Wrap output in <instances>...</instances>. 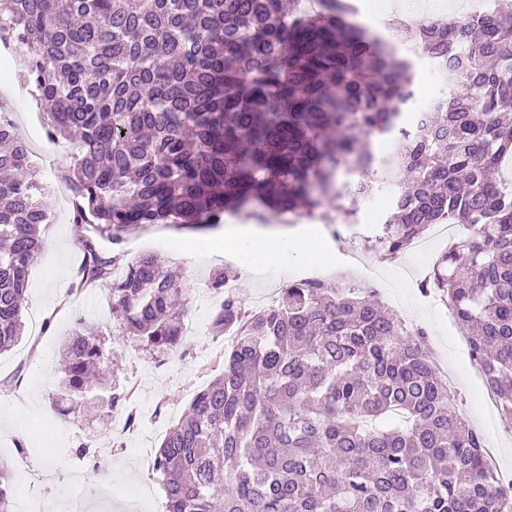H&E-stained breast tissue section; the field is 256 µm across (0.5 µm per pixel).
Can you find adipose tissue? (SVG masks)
<instances>
[{
  "mask_svg": "<svg viewBox=\"0 0 512 512\" xmlns=\"http://www.w3.org/2000/svg\"><path fill=\"white\" fill-rule=\"evenodd\" d=\"M224 239L286 266L301 263L326 270L334 265L323 247L319 229L312 225L286 230L278 226L230 224L224 229Z\"/></svg>",
  "mask_w": 512,
  "mask_h": 512,
  "instance_id": "adipose-tissue-1",
  "label": "adipose tissue"
}]
</instances>
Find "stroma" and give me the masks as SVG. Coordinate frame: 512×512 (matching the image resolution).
Instances as JSON below:
<instances>
[{
    "label": "stroma",
    "mask_w": 512,
    "mask_h": 512,
    "mask_svg": "<svg viewBox=\"0 0 512 512\" xmlns=\"http://www.w3.org/2000/svg\"><path fill=\"white\" fill-rule=\"evenodd\" d=\"M24 81L19 73L0 83V94L12 93L15 124L26 139L42 181L54 195L53 220L43 225V251L28 272L26 313L51 319L50 330L34 335L25 328L20 342L0 353V461L11 471L10 491L14 512H72L70 487L83 490L82 512H166L164 492L152 470L153 457L162 441L153 427H166L171 405L186 407L198 386L207 385L224 368L226 337L213 335L214 301L208 300L211 270L231 268L236 294L243 305L253 306L295 281L297 269L285 270L261 256L225 261L213 257L216 233L212 230H175L155 224L128 236L125 260L155 255L168 269L180 275V286L194 296V334L186 336L176 355L160 357L144 351L131 339H106L112 352L113 375L124 387L134 389L139 419L124 436L116 428L122 415L109 417L89 407L61 415L54 406L62 377L63 344L77 321L97 324L109 320L108 284L68 294L80 260L70 220L69 193L62 181L70 158L64 146L40 136L43 115L32 97L21 94ZM339 236L330 240L336 252L334 271L327 283L344 288L361 281L362 269L370 265L391 277L396 286L381 294L383 304L406 320L425 328L430 356L455 387L462 413L486 433L489 447L498 451L502 470L512 471V445L501 444L506 423L487 406L476 401L479 378L469 368L467 349L458 336V326L449 321L446 307L420 295L416 283L421 274L444 252L446 241L431 239L425 255L408 251L394 259L377 253L371 242V225L340 226ZM123 447H116V440ZM91 450L89 457L77 456L79 446ZM57 470L69 475L68 486L55 487L43 504L28 507L26 498L35 474Z\"/></svg>",
    "instance_id": "obj_1"
}]
</instances>
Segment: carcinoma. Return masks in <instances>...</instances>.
Listing matches in <instances>:
<instances>
[{
    "instance_id": "cac0c4a2",
    "label": "carcinoma",
    "mask_w": 512,
    "mask_h": 512,
    "mask_svg": "<svg viewBox=\"0 0 512 512\" xmlns=\"http://www.w3.org/2000/svg\"><path fill=\"white\" fill-rule=\"evenodd\" d=\"M0 0V37L23 70L53 143L72 145L64 181L82 261L70 293L110 283L112 324L64 344L61 400L92 390L107 332L171 355L192 301L150 254L112 277L118 248L151 224L210 229L227 214L320 219L343 171L363 175L344 216L394 186L372 242L396 257L432 224H468L436 261V288L512 422V9L501 3L408 38L455 87L418 126L403 107L415 60L357 27L339 0ZM392 142L378 155L372 140ZM50 194L15 123L0 116V352L23 334L28 270ZM212 328L237 331L224 372L192 399L153 461L167 512H512L484 434L424 347L365 285L297 281L246 313L224 293ZM100 406L126 394L106 381ZM0 464V512H12Z\"/></svg>"
}]
</instances>
